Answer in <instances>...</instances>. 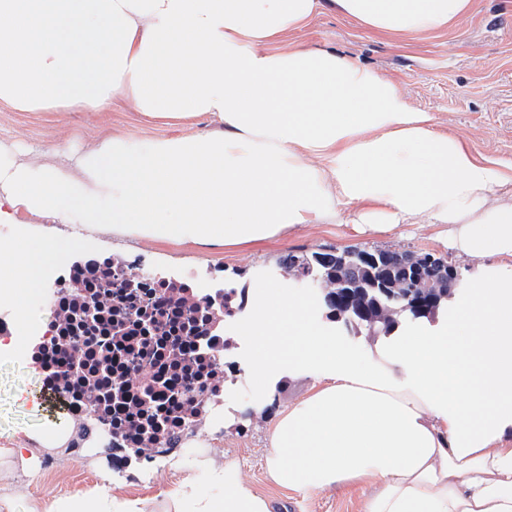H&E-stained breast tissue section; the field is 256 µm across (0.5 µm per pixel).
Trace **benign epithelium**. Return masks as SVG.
Masks as SVG:
<instances>
[{
    "instance_id": "benign-epithelium-1",
    "label": "benign epithelium",
    "mask_w": 512,
    "mask_h": 512,
    "mask_svg": "<svg viewBox=\"0 0 512 512\" xmlns=\"http://www.w3.org/2000/svg\"><path fill=\"white\" fill-rule=\"evenodd\" d=\"M315 260L323 267L320 275L311 277L291 265L286 272L320 295L331 316L356 332L366 325L372 336L377 326L388 331L402 319L434 318L440 303L452 297L458 279L453 266L432 257L420 264L400 250L374 256L349 249L344 259L336 250H324ZM364 265L375 268L371 283L356 275Z\"/></svg>"
}]
</instances>
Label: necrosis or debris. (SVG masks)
<instances>
[{
  "mask_svg": "<svg viewBox=\"0 0 512 512\" xmlns=\"http://www.w3.org/2000/svg\"><path fill=\"white\" fill-rule=\"evenodd\" d=\"M50 279L34 358L44 399L87 431L71 457L135 481L173 453L200 454L202 429L223 434L225 388L241 374L224 318L245 312L246 286H224L220 266L168 274L135 253L90 254Z\"/></svg>",
  "mask_w": 512,
  "mask_h": 512,
  "instance_id": "4bbe7bcc",
  "label": "necrosis or debris"
}]
</instances>
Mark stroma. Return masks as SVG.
I'll use <instances>...</instances> for the list:
<instances>
[{
    "instance_id": "stroma-1",
    "label": "stroma",
    "mask_w": 512,
    "mask_h": 512,
    "mask_svg": "<svg viewBox=\"0 0 512 512\" xmlns=\"http://www.w3.org/2000/svg\"><path fill=\"white\" fill-rule=\"evenodd\" d=\"M295 39L312 47L333 48L393 82L411 105L430 113L439 128L465 140L486 158L512 165V0H475L473 12L459 28L439 37L415 39L397 47L391 39L371 34L349 20L323 14L297 32ZM215 122L199 117L179 125L144 116L128 100L115 98L110 110L83 112L59 107L48 112H24L0 103V150L16 159L46 165L56 162L57 151L79 155L92 149L100 138L119 135L143 143L182 133L203 134ZM80 233L87 251L122 255L131 251L148 254L159 269L176 271L186 267H223L225 278L254 276L269 282L286 279L280 258L297 250L384 248L429 252L454 264L459 279L454 294L465 297L478 275V260L455 255L433 238L427 226L413 225L410 235L393 233L354 236L343 224H315L283 238L227 250L220 246L185 247L113 234L111 225L57 224L33 215L22 216L9 238L0 246L14 248L31 238H54ZM320 326L336 336L344 347L371 362L385 366L390 361V339L369 337L345 328L343 323L320 319ZM41 373L27 353L0 356V450L20 443L34 448L51 425L43 406L33 405ZM312 380L299 376L277 389L264 413L238 419L241 410L236 394L224 399L227 421H242V430L225 432L212 439L207 459L236 467L257 493L285 501L288 512H361L360 491L327 489L306 498L290 497L267 476L270 451L269 427L277 408L301 400ZM196 460L170 457L153 477L129 484L109 478L93 463L59 457L54 471L39 482L26 481L29 471L20 461L0 463V496L16 500L18 512L53 499L92 489L108 491L120 498H142L163 502L180 480L192 473Z\"/></svg>"
}]
</instances>
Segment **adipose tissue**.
<instances>
[{
    "label": "adipose tissue",
    "mask_w": 512,
    "mask_h": 512,
    "mask_svg": "<svg viewBox=\"0 0 512 512\" xmlns=\"http://www.w3.org/2000/svg\"><path fill=\"white\" fill-rule=\"evenodd\" d=\"M473 0H0V101L221 123L207 135L106 137L71 168L0 154V223L21 215L108 224L157 242L235 248L311 224L390 233L425 224L456 254L512 258V166L439 131L373 69L295 42L323 13L404 42L448 33ZM73 237L0 249V306L34 290ZM244 335L259 403L285 377L268 476L306 495L366 487L362 512H512V278L487 271L436 326L375 367L317 323L315 298L253 280ZM170 512H273L231 467L201 461ZM82 492L41 512H148Z\"/></svg>",
    "instance_id": "adipose-tissue-1"
}]
</instances>
